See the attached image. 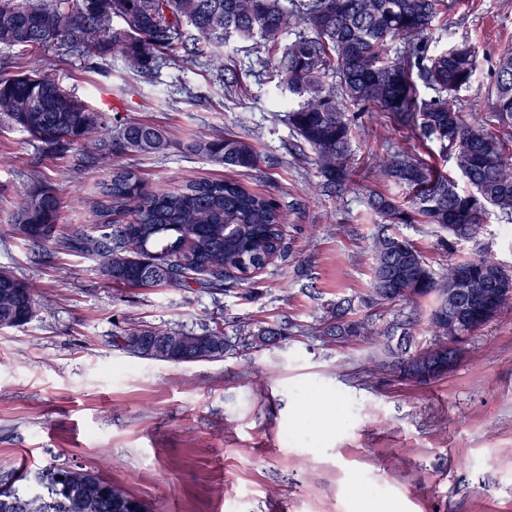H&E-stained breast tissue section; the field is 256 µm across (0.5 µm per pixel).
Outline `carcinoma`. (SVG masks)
I'll use <instances>...</instances> for the list:
<instances>
[{
	"label": "carcinoma",
	"mask_w": 512,
	"mask_h": 512,
	"mask_svg": "<svg viewBox=\"0 0 512 512\" xmlns=\"http://www.w3.org/2000/svg\"><path fill=\"white\" fill-rule=\"evenodd\" d=\"M447 0H0V45L31 56L46 50L77 51L121 58L147 76L167 51L182 48L186 59L221 55L232 41H254L258 60L273 66L279 84L294 102L288 123L314 153L326 188L357 176L351 153L350 105L387 115L419 151L400 147L370 164L360 176L406 190L400 201L369 196L380 230L372 241L375 267L372 297L377 304L415 303L433 297L429 324L436 342L412 350V327L398 323L374 328L372 315L351 317L339 302L320 320L315 333L324 342L363 340L381 354L378 367L427 384L443 372L424 370V359H448V289L459 276L476 288L488 287L501 263L488 256L448 265L436 277L408 239L390 232L396 224H432L460 239L476 234L489 209L512 219V47L499 57L487 111L467 120L453 104L455 95L477 77V51L462 40L439 49L428 36ZM295 38L282 44L289 31ZM434 91L423 98L418 84ZM0 118L46 147L72 152L81 168L130 154H164L171 143L158 126L129 120L106 136L109 117L90 110L52 76H0ZM454 159L471 190L459 188L435 161L433 146ZM186 150L227 169H255L260 156L245 137H197ZM97 233L59 227L56 192L39 180L25 191L12 227L38 255L76 251L97 262L107 284L127 288L229 292L250 280L281 251L285 216L272 197L254 193L234 178L191 180L173 190L151 191L137 172L112 165L93 202ZM128 213L125 224L114 213ZM37 311L31 286L0 270V323L25 326ZM289 335L282 324H256L232 338L215 321L201 332L159 329L131 323L112 335V345L132 357L172 364L224 358L235 347L260 350ZM54 487L67 486L54 505L22 503L16 483L24 475L0 471V495L10 487L0 512H116L112 502L150 506L111 481L80 467L39 470Z\"/></svg>",
	"instance_id": "carcinoma-1"
}]
</instances>
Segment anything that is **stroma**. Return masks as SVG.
<instances>
[{"label":"stroma","mask_w":512,"mask_h":512,"mask_svg":"<svg viewBox=\"0 0 512 512\" xmlns=\"http://www.w3.org/2000/svg\"><path fill=\"white\" fill-rule=\"evenodd\" d=\"M431 36L442 48L463 39L476 47L478 76L457 106L478 115L498 57L512 47V0H451ZM255 56L253 42L233 41L222 58L167 61L146 80L119 60L52 51L23 59L0 45V58L52 74L113 124L162 127L167 153L120 160L149 187L229 176L279 201L288 224L279 256L217 301L201 288L106 284L95 261L75 253L35 262L10 231L31 180L57 192L61 227L89 229L91 200L112 167L76 168L0 121V270L29 281L38 301L27 325L0 329V471L80 466L153 512H512V303L427 384L374 372L368 343L307 336L348 299L380 327L413 316L423 348L433 340L431 303H372L377 224L368 196L381 187L365 179L323 189L270 72L243 77V95L225 94V79ZM349 115L357 166L405 145L382 113L356 105ZM215 133L250 138L258 167L232 171L186 151L195 136ZM398 230L434 274L478 254L512 268V223L498 212L475 238L455 243L431 224ZM214 320L230 336L246 322L286 324L290 334L191 364L133 358L112 345L130 321L196 330Z\"/></svg>","instance_id":"obj_1"}]
</instances>
